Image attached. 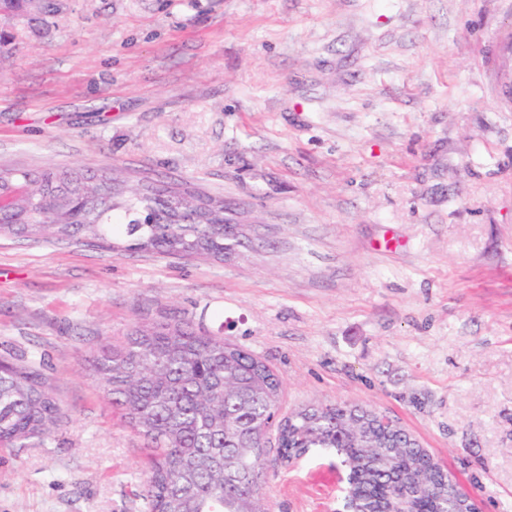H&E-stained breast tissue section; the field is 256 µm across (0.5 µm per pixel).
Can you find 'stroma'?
<instances>
[{
    "mask_svg": "<svg viewBox=\"0 0 512 512\" xmlns=\"http://www.w3.org/2000/svg\"><path fill=\"white\" fill-rule=\"evenodd\" d=\"M0 30V168L188 182L244 234L208 261L0 238V357L67 414L0 447V512H145L147 442L87 363L171 318L271 365L282 414L377 408L512 512V0H52ZM265 493L336 512L335 455Z\"/></svg>",
    "mask_w": 512,
    "mask_h": 512,
    "instance_id": "1",
    "label": "stroma"
}]
</instances>
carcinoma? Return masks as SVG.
<instances>
[{
	"label": "carcinoma",
	"mask_w": 512,
	"mask_h": 512,
	"mask_svg": "<svg viewBox=\"0 0 512 512\" xmlns=\"http://www.w3.org/2000/svg\"><path fill=\"white\" fill-rule=\"evenodd\" d=\"M45 0H0L28 16ZM0 236L72 239L114 251L159 250L180 258L224 256L236 237L224 201L191 187L136 185L105 170L86 182L68 169L32 175L0 169ZM90 371L112 408L148 441L146 512H268L263 492L267 435L282 380L249 351L187 322L135 324L107 343ZM66 419L42 373L24 359H0V447L51 438ZM368 410L318 405L284 429L282 461L333 450L349 483L348 512H465L448 473L404 428L378 433Z\"/></svg>",
	"instance_id": "carcinoma-1"
}]
</instances>
